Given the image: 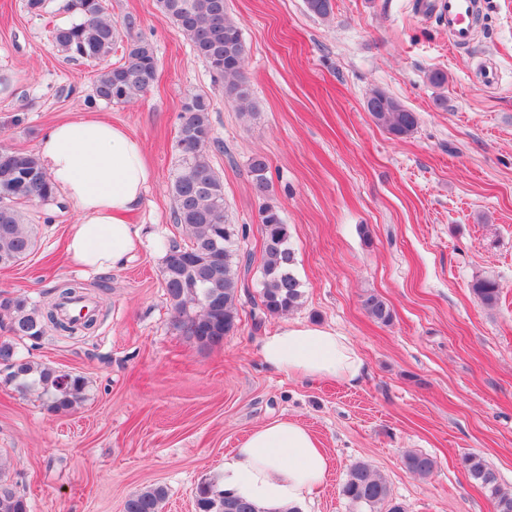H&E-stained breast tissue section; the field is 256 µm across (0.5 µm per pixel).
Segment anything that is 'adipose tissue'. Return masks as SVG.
I'll return each instance as SVG.
<instances>
[{
  "label": "adipose tissue",
  "instance_id": "1",
  "mask_svg": "<svg viewBox=\"0 0 512 512\" xmlns=\"http://www.w3.org/2000/svg\"><path fill=\"white\" fill-rule=\"evenodd\" d=\"M38 157L55 189L74 209L67 228L69 262L84 272L127 263L142 238L129 220L152 180L141 141L123 126L87 113L52 126ZM270 368L312 380H358L364 362L334 329L288 322L262 345ZM328 458L305 427L284 419L253 430L224 456L223 489L266 512L295 506L321 488Z\"/></svg>",
  "mask_w": 512,
  "mask_h": 512
}]
</instances>
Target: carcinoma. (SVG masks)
Returning a JSON list of instances; mask_svg holds the SVG:
<instances>
[{"label":"carcinoma","instance_id":"carcinoma-1","mask_svg":"<svg viewBox=\"0 0 512 512\" xmlns=\"http://www.w3.org/2000/svg\"><path fill=\"white\" fill-rule=\"evenodd\" d=\"M161 12L189 40L195 56L224 81V93L244 106L250 88L242 72L244 43L239 23L230 16L226 0H158ZM76 18L52 31L53 43L74 60L104 63L96 75L94 94L108 103H124L147 93L157 80V59L153 46L136 33L137 18L127 15L118 23L106 13L103 0H71ZM127 38L125 61L108 63L120 37ZM367 110L377 124L396 138L411 136L417 118L397 99L373 91ZM211 101L192 95L183 105L182 122L176 140L177 163L169 192L174 202V221L188 241L162 243V282L173 311L172 326L180 335L205 349L220 348L224 338L238 328L239 290L242 260L241 239L246 229L232 223L224 203V180L211 167L207 152L213 143L209 119ZM9 162L0 160V193L12 190V197L0 199V268L22 263L38 247V225L29 222L25 206L55 199L54 187L36 154L14 150ZM251 183L257 196L266 198L270 181L268 165L256 156L249 164ZM263 267L259 309L266 315L287 314L301 305L302 285L294 273L295 254L291 232L280 207L262 204ZM474 296L486 306L497 303L499 284L477 279L471 284ZM56 302L45 309L25 296H1L0 314L9 318V331L16 337L37 341L46 326L74 334L77 327L58 320L66 301L85 298L83 284L67 280L53 288ZM361 305L375 321L388 325L394 311L378 294L365 293ZM0 369L6 380L20 392L39 390L50 411L71 410L83 400L86 380L80 374L59 373L23 355L17 344L0 342ZM405 468L427 479L436 469L434 458L407 453ZM469 476L493 500L496 512H512V493L502 489L497 475L484 459L471 454L464 459ZM343 495L357 512H406L393 498L387 481L369 464L350 466L342 486ZM167 498L163 486L132 493L124 512H162ZM197 512H267L254 503L231 496L211 485L196 494ZM0 512H29L27 499L0 471Z\"/></svg>","mask_w":512,"mask_h":512}]
</instances>
